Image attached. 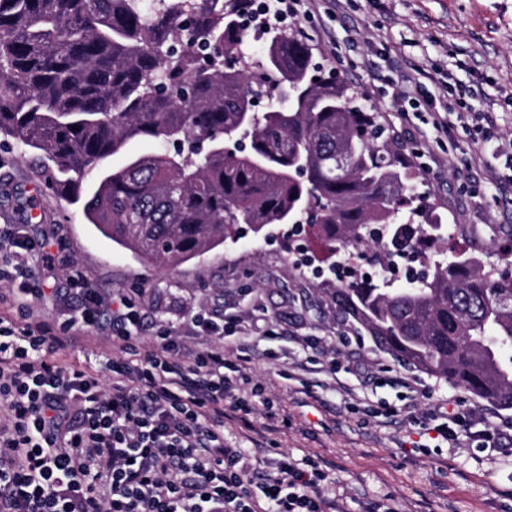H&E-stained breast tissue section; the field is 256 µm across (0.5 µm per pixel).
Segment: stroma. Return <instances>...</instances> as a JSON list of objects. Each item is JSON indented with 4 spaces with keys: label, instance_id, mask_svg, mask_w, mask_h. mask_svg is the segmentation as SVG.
Instances as JSON below:
<instances>
[{
    "label": "stroma",
    "instance_id": "35a3bbf8",
    "mask_svg": "<svg viewBox=\"0 0 512 512\" xmlns=\"http://www.w3.org/2000/svg\"><path fill=\"white\" fill-rule=\"evenodd\" d=\"M286 26L304 31L314 61L358 90L364 109L380 111L419 174L416 191L436 203L444 223L460 225L453 236L459 246L488 250L484 238L467 234L473 225L512 229V198L459 176L479 152L501 179L512 177V0H316L313 15ZM426 64L469 86L474 108H494L490 142L459 125L424 139L426 112L398 116V75ZM1 224L28 225L56 256L55 288L40 303L48 320H63L79 306L63 290L70 264L84 268L104 300L122 293L139 308L141 350L151 349L162 328L186 330L198 313L217 324L237 320L256 343L246 368L288 423L272 429L260 413L247 425L228 417L225 438L255 460L272 448L321 460L329 488L344 495V512L370 505L377 512H512V449H477L464 437L454 448L415 449L421 427L406 409L411 403L423 413L448 401L456 410L481 412L489 403L428 375V396L403 401L394 380L409 368L378 351L369 336L347 339L356 324L325 294L336 276L316 241L272 224L264 240L246 235L172 266L142 263L88 224L81 205L47 188L19 144L3 136ZM270 329L282 341H265ZM308 336L321 337L320 346H301ZM332 361L334 376L324 371ZM306 362L321 373L300 371ZM360 366L377 367L378 383L360 385L352 374ZM372 407L397 410L395 425L374 424Z\"/></svg>",
    "mask_w": 512,
    "mask_h": 512
}]
</instances>
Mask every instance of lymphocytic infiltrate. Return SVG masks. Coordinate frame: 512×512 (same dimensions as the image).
<instances>
[{
  "label": "lymphocytic infiltrate",
  "instance_id": "lymphocytic-infiltrate-1",
  "mask_svg": "<svg viewBox=\"0 0 512 512\" xmlns=\"http://www.w3.org/2000/svg\"><path fill=\"white\" fill-rule=\"evenodd\" d=\"M426 70L403 75L408 100H420L439 133L454 125L493 130L492 109L475 111L469 89L439 80L428 95ZM55 256L26 225L0 229V512H337L324 492L319 461L283 453L255 481L244 449L224 440V418L254 413L259 389L225 348L248 349L234 323L192 320L211 343L188 348L177 331L140 352L132 327L140 314L126 296L104 303L79 267L69 291L80 310L60 323L42 318ZM110 332L122 354L107 360L111 388L92 367H67L61 349ZM478 448H511L512 419L465 414L439 405L424 432L456 447L458 429Z\"/></svg>",
  "mask_w": 512,
  "mask_h": 512
}]
</instances>
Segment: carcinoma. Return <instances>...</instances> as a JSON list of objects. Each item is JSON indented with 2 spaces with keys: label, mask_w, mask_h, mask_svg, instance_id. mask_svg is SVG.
I'll return each instance as SVG.
<instances>
[{
  "label": "carcinoma",
  "mask_w": 512,
  "mask_h": 512,
  "mask_svg": "<svg viewBox=\"0 0 512 512\" xmlns=\"http://www.w3.org/2000/svg\"><path fill=\"white\" fill-rule=\"evenodd\" d=\"M250 38L235 0H0V134L40 160L60 197L151 264L187 261L242 225L307 211L330 253L390 258L423 237L433 266L407 288L336 283L330 299L400 364L512 408V250L448 257L437 208L344 82H310L308 45L280 30L264 60L227 68ZM255 100L266 112H251ZM228 136L248 151L227 156ZM178 142L88 178L129 143ZM302 160L303 177L293 175Z\"/></svg>",
  "instance_id": "carcinoma-1"
}]
</instances>
